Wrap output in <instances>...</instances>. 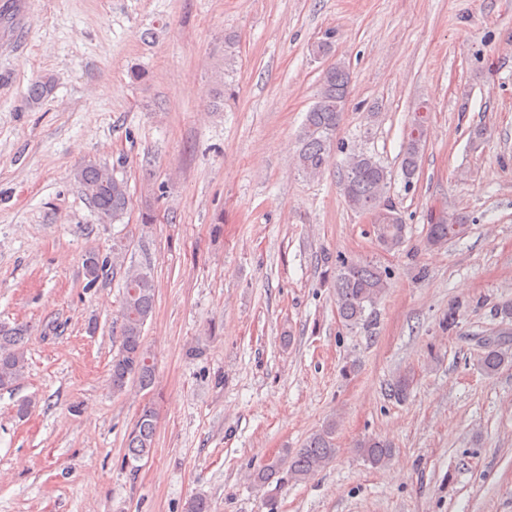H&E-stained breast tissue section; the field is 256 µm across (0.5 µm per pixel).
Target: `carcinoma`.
Wrapping results in <instances>:
<instances>
[{"label": "carcinoma", "instance_id": "cac0c4a2", "mask_svg": "<svg viewBox=\"0 0 512 512\" xmlns=\"http://www.w3.org/2000/svg\"><path fill=\"white\" fill-rule=\"evenodd\" d=\"M351 73L345 62L338 60L323 70L314 105L307 112L299 132L301 148L296 156L298 169L308 178L322 174L332 153L336 132L346 109ZM54 81L47 77L34 82L28 92L29 103L39 104L53 90ZM427 141L425 117L415 114L404 137L400 175L411 184L419 169ZM392 173L375 156L353 151L346 158L340 176V187L350 208L377 214L375 227L378 245L385 251L399 249L405 241L406 225L387 196ZM82 193L97 216L106 223L121 221L127 214L130 195L127 182L107 167L91 163L76 173ZM466 217L443 213L429 218L426 245L441 247L464 230ZM86 287L94 288L117 272L116 259L98 251H90L83 262ZM124 291L120 309L119 346L112 355L109 384L114 393L124 392L135 382L142 390L153 387L155 365L145 345L144 328L153 314L156 284L151 271L131 266L123 270ZM341 319L349 326L366 321V311L374 308L388 288L387 272L371 261L341 262L333 281ZM27 328L0 324V389L15 387L24 377ZM512 362V351L503 345L487 347L480 365L487 375L496 374ZM413 379L408 374L396 376L388 386V395L403 400ZM157 413L146 405L125 434L124 457L132 471L147 457L154 445ZM336 422H331L309 436L303 447L283 449L280 456L264 464L253 474L259 486L274 481H302L323 469L336 455ZM357 448L373 466L383 465L391 453V444L379 437L361 441Z\"/></svg>", "mask_w": 512, "mask_h": 512}]
</instances>
